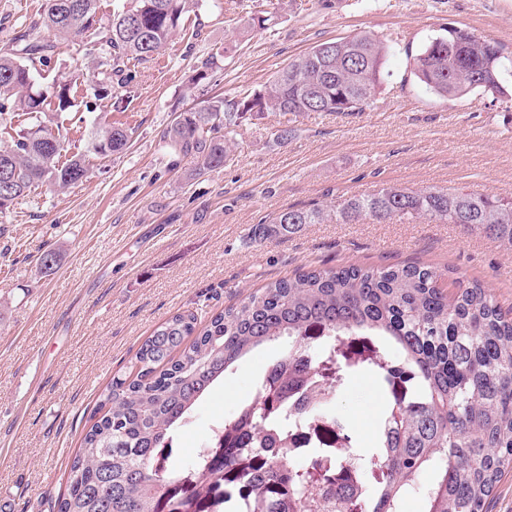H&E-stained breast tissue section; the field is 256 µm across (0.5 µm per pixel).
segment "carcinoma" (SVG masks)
<instances>
[{
  "label": "carcinoma",
  "mask_w": 512,
  "mask_h": 512,
  "mask_svg": "<svg viewBox=\"0 0 512 512\" xmlns=\"http://www.w3.org/2000/svg\"><path fill=\"white\" fill-rule=\"evenodd\" d=\"M98 0H47L42 29L20 35L22 47L0 48V117L24 116L27 127L0 147V214L36 185L61 189L87 177L84 154L62 162L59 114L75 106V81L52 91L33 73L50 65L58 44L93 26ZM194 0H132L114 15L103 49L85 54L118 74L130 60L159 54L193 11ZM388 45L364 33L319 43L292 59L259 89L229 104L186 110L162 134L164 148L198 170L224 166L231 145L224 128L273 110L362 112L381 79ZM505 56L497 43L450 28L413 59V74L434 93H503ZM131 138L109 121L95 125L91 152L107 158ZM337 210L288 208L251 228L254 240L324 224ZM344 221L429 219L459 224L512 246V197L390 186L346 200ZM288 340V352L258 384V396L223 423L222 439L189 467L170 461L171 433L224 372L255 348ZM373 374L387 391L374 449L359 466L374 475L368 497L347 484L351 464L273 461L268 449L304 426L333 448L351 436L331 413L351 373ZM69 473L58 512H255L227 500L271 505L270 512H400L406 495L422 493L425 512H486V502L512 468V317L489 288L430 265L302 269L267 283L236 307L198 322L191 311L158 325L134 361L113 375L99 397Z\"/></svg>",
  "instance_id": "carcinoma-1"
}]
</instances>
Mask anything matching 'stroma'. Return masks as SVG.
<instances>
[{
  "instance_id": "stroma-1",
  "label": "stroma",
  "mask_w": 512,
  "mask_h": 512,
  "mask_svg": "<svg viewBox=\"0 0 512 512\" xmlns=\"http://www.w3.org/2000/svg\"><path fill=\"white\" fill-rule=\"evenodd\" d=\"M129 4L99 0L96 30L59 45L35 76L44 90L62 73L78 79L77 109L61 117L63 158L86 152L102 119L123 123L127 148L92 159L87 179L68 189L32 188L0 217V499L11 512H48L47 495L65 492L100 393L174 313L208 320L300 267L419 264L480 280L512 314V247L457 224L367 217L249 238L283 209L333 206L387 186L512 195V68L501 95L442 97L413 74L414 55L453 27L492 38L512 58V0H197L164 52L114 76L92 67L82 47ZM45 6L0 0V45L40 25ZM257 10L272 12L274 27L244 33ZM359 32L389 46L365 111L240 120L230 157L213 171L162 149L175 114L233 100L310 47ZM99 82L113 84L124 111L95 97ZM50 248L61 260L45 271L37 259ZM287 350L270 343L229 368L176 433L175 460H190L210 425L234 417ZM384 406L366 372L337 393L333 410L356 453L373 448Z\"/></svg>"
}]
</instances>
